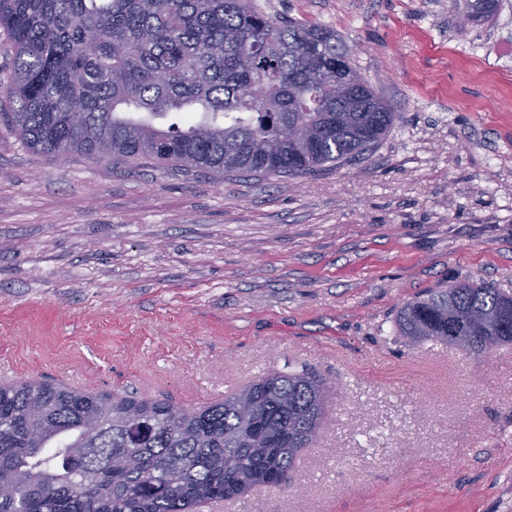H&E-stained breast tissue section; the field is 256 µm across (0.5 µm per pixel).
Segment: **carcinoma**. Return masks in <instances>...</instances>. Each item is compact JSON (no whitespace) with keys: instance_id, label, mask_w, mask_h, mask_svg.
<instances>
[{"instance_id":"carcinoma-1","label":"carcinoma","mask_w":512,"mask_h":512,"mask_svg":"<svg viewBox=\"0 0 512 512\" xmlns=\"http://www.w3.org/2000/svg\"><path fill=\"white\" fill-rule=\"evenodd\" d=\"M480 23L496 0H463ZM13 66L0 93L28 149L141 160L217 176L298 177L377 147L395 113L373 88L340 112L336 32L253 0H0ZM179 122L161 127L159 117ZM406 345L512 342V295L436 288L395 321ZM313 372L262 376L184 407L31 378L0 385V512H198L257 486L285 490L326 414Z\"/></svg>"}]
</instances>
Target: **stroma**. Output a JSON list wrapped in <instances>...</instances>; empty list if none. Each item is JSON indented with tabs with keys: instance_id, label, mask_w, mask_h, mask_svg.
<instances>
[{
	"instance_id": "stroma-1",
	"label": "stroma",
	"mask_w": 512,
	"mask_h": 512,
	"mask_svg": "<svg viewBox=\"0 0 512 512\" xmlns=\"http://www.w3.org/2000/svg\"><path fill=\"white\" fill-rule=\"evenodd\" d=\"M327 26L394 125L365 158L225 179L60 159L0 122V384L183 406L269 372L332 388L288 490L208 512H512V344L405 346L403 303L512 293V0L457 34L450 0H254Z\"/></svg>"
}]
</instances>
